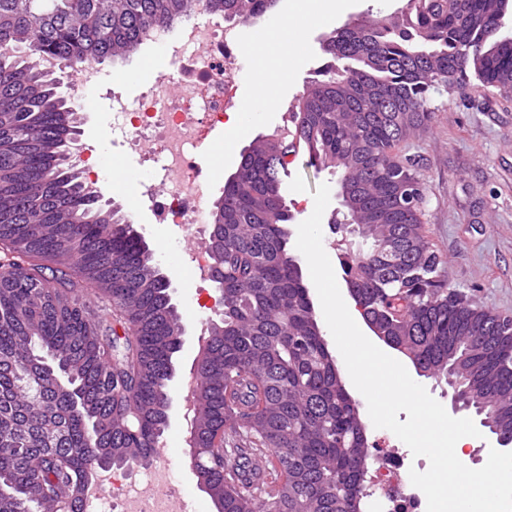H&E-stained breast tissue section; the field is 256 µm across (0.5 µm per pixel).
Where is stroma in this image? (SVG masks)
<instances>
[{
  "label": "stroma",
  "instance_id": "35a3bbf8",
  "mask_svg": "<svg viewBox=\"0 0 512 512\" xmlns=\"http://www.w3.org/2000/svg\"><path fill=\"white\" fill-rule=\"evenodd\" d=\"M330 26L310 28L297 25L295 35L305 41L308 51L292 82H281L278 73L290 67L277 40L263 50L246 51L237 100L264 99L261 120L239 138L234 155H227L224 132H209L203 165L218 174L212 199H219L225 180L240 161L239 153L251 140L276 132L301 94L306 80L313 78L329 61L321 39ZM103 72H123L128 76L123 93L136 103L141 92L160 77H168L175 91H182L176 67L167 58L146 59L136 53L126 61L105 62ZM266 83V96H259L258 83ZM112 86L108 79L91 94L92 107L84 113L81 141L101 143L111 159L107 181L99 191L104 200L114 202L133 223L154 253L160 254V267L174 287L173 301L186 333L184 344L174 356L176 378L172 395L181 399L192 375L194 344L201 327L220 321L224 311L217 283L199 286L189 261L194 239L180 238L177 230L156 226L148 203L133 199L142 174L138 154L121 145V136L112 132ZM434 112L427 132L409 138L397 148L402 162L411 164L424 190L420 222L429 246L440 258L439 275L448 289L463 295L485 310L512 318V97L488 91L477 79L464 84L439 87L432 95ZM289 169L297 184L287 196L292 215L290 230L313 212V195L320 184L336 186L338 177L331 170L311 167L305 152L290 158ZM188 429L180 408H173L170 423L159 440V447L174 472V487L183 512H216L210 496L203 491L190 467Z\"/></svg>",
  "mask_w": 512,
  "mask_h": 512
}]
</instances>
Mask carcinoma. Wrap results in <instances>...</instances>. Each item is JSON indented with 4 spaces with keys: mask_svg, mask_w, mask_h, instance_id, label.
Instances as JSON below:
<instances>
[{
    "mask_svg": "<svg viewBox=\"0 0 512 512\" xmlns=\"http://www.w3.org/2000/svg\"><path fill=\"white\" fill-rule=\"evenodd\" d=\"M224 19L262 17L276 0H209ZM196 0H0V512H79L96 461L151 457L165 430L169 370L182 322L153 253L121 209L87 190L64 159L78 105L29 54L33 37L61 64L135 53L147 28L173 25ZM503 0H411L406 12L333 30L332 62L306 82L272 137L243 149L210 214L208 249L224 287L197 389L199 477L224 512H347L374 464L356 403L321 334L279 180L296 143L309 164L358 188L344 208L362 253H344L353 298L390 346L436 377L448 345L481 379L473 395L512 414V319L448 299L420 232L423 189L392 150L431 119V91L474 75L512 93V37L494 32ZM108 309L101 318L95 307ZM71 381L43 383L45 365ZM242 431L274 450L277 489L229 465ZM96 455H85L88 437Z\"/></svg>",
    "mask_w": 512,
    "mask_h": 512,
    "instance_id": "carcinoma-1",
    "label": "carcinoma"
}]
</instances>
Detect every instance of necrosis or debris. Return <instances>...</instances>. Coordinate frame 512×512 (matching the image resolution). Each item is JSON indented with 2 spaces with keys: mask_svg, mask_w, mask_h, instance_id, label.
Returning <instances> with one entry per match:
<instances>
[{
  "mask_svg": "<svg viewBox=\"0 0 512 512\" xmlns=\"http://www.w3.org/2000/svg\"><path fill=\"white\" fill-rule=\"evenodd\" d=\"M206 0L195 14L172 26L150 29L142 48L167 55L185 83L172 94L165 79L145 92L137 108H128L121 91L112 93L113 128L130 148L164 157L161 189L152 176L140 181L156 223L202 235L208 222L209 184L199 178V157L208 132L223 125L235 102L244 46L236 23L206 16ZM375 466L367 479L381 512H422V495L412 485L398 450L381 443L373 450ZM177 499L168 459L154 453L143 477L108 471L92 512H176Z\"/></svg>",
  "mask_w": 512,
  "mask_h": 512,
  "instance_id": "4bbe7bcc",
  "label": "necrosis or debris"
}]
</instances>
